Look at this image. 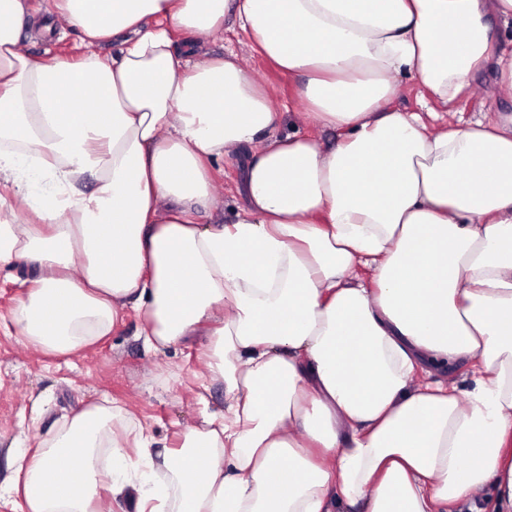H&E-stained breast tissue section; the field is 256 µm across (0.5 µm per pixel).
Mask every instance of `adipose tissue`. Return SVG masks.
Returning a JSON list of instances; mask_svg holds the SVG:
<instances>
[{
	"instance_id": "ef3b65f1",
	"label": "adipose tissue",
	"mask_w": 512,
	"mask_h": 512,
	"mask_svg": "<svg viewBox=\"0 0 512 512\" xmlns=\"http://www.w3.org/2000/svg\"><path fill=\"white\" fill-rule=\"evenodd\" d=\"M43 3L92 51L20 54L37 13L0 0V268L34 272L11 322L46 355L129 305L149 349L204 334L226 408L158 463L113 408L76 412L19 458L25 512H512V112L391 106L406 78L451 106L487 68L512 100V0ZM228 24L333 146L279 134L235 53L190 62ZM244 147L235 222L201 223ZM460 362L463 398L436 377Z\"/></svg>"
}]
</instances>
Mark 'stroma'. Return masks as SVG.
<instances>
[{
	"label": "stroma",
	"mask_w": 512,
	"mask_h": 512,
	"mask_svg": "<svg viewBox=\"0 0 512 512\" xmlns=\"http://www.w3.org/2000/svg\"><path fill=\"white\" fill-rule=\"evenodd\" d=\"M22 52L38 56L83 53L77 30L61 19L50 32L33 28L20 39ZM231 49L265 86L275 103L291 102L294 79L278 71L241 31L211 35L202 54ZM242 160L225 157L216 173L214 223L235 220L243 204ZM141 318L126 309L110 336L94 348L72 355H45L16 336L0 332V485L8 486L13 459L34 451L74 413L112 401L125 421L152 439L153 453L175 447L180 432L200 424L203 414L224 409V387H203L201 352L206 339L190 336L167 348L147 349L140 335Z\"/></svg>",
	"instance_id": "stroma-1"
}]
</instances>
